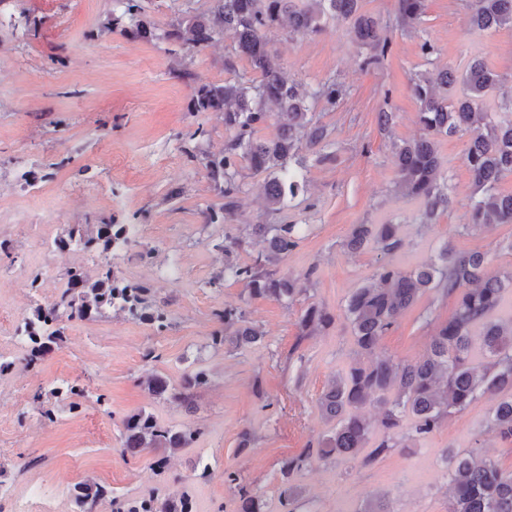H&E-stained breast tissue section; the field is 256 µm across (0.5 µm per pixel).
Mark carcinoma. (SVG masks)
<instances>
[{
	"instance_id": "carcinoma-1",
	"label": "carcinoma",
	"mask_w": 512,
	"mask_h": 512,
	"mask_svg": "<svg viewBox=\"0 0 512 512\" xmlns=\"http://www.w3.org/2000/svg\"><path fill=\"white\" fill-rule=\"evenodd\" d=\"M121 14L112 16L107 30H117L132 38L152 35L150 23L139 18L138 0H114ZM207 13L191 6L182 9L163 37L181 46L202 51L219 37L231 33L234 48L224 62L230 77L221 83L194 88L191 111L214 113L229 132L224 150L209 151L203 144L207 131L199 127L198 141L190 157L206 171L219 188L224 204L202 211L204 224L224 225V237L216 248L224 252V272L205 285L219 288L230 278L243 284L249 295L291 302L303 292L301 280H310L314 270L303 276L281 274L278 265L301 243L296 224H231L238 196L244 192L242 163L267 174L261 197L267 212L276 214L305 191L298 171L308 160L327 163L335 160L325 126L314 119V106L322 101L336 105L345 94L343 85L327 79L306 89L288 81L272 57L267 30L279 27L290 36H308L323 30L329 18L350 22L354 40L368 49L363 64L371 65L389 52V39L377 20L362 12L361 0H214ZM426 0H398L397 18L402 30L412 31L421 22ZM469 30L488 33L512 28V0H467ZM128 18L130 25L121 21ZM247 60L258 79H245L236 71L234 59ZM502 77L488 68L483 59L471 58L462 73L444 68L421 72L411 78L416 98L419 138L394 146L396 185L402 194L422 201L420 224L433 223L448 209V182L441 170L437 144L440 138L466 130L470 133L464 163L471 174V220L464 231L474 232L493 224H512V193L503 194L498 185L512 175V97L498 94ZM274 121L277 135L269 141L256 138L257 129ZM262 246L249 261L239 255L252 245ZM59 249L70 246L103 255H113L138 246L136 225L100 224L96 235L84 234L73 226L68 237L55 242ZM392 254L402 247L397 224H355L344 243L351 253L367 246ZM487 255L478 251L457 253L443 248L435 262L404 271L391 264L379 266L370 281L353 289L345 305L358 356L369 362H353L348 371L335 376L317 400L321 415L333 423L316 452L304 451L281 461L279 468L278 512H295L300 490L291 478L312 455L321 459L346 456L364 447L378 429L383 437L375 452L407 448L436 433L448 417L466 409L481 396L509 395L490 408L487 425L504 442L512 443V323L491 320L502 303L506 289L512 288V272L490 275ZM67 284L58 300L38 305L23 319L22 340L27 365L34 368L62 339L60 322L83 321L106 310L126 313L161 331L168 325L165 306L152 297L144 282L118 277L112 265L100 267L91 279L81 267L66 273ZM437 290L457 299L455 313L440 323L427 351L417 360L396 361L377 352L380 340L428 290ZM221 327L210 336L221 347L231 342L239 347L253 344L263 336L260 327L249 322L244 310L226 308L216 313ZM335 322L326 309L310 305L301 313L298 326L303 336L327 330ZM489 358L484 367L471 365L474 341ZM210 373L202 368L172 381L151 373L145 385L153 396L190 410L198 389L209 383ZM40 415L49 420L56 406L42 390L32 395ZM370 406L375 416L361 412ZM412 416L411 426L399 435L403 414ZM204 434L202 429H180L162 424L144 410L120 420L119 448L123 456L136 459L148 448L156 452L151 466L161 475L171 455L189 448ZM450 486L448 512H512V471L502 469L490 458L445 453ZM224 482L237 488L233 512H271L268 502L242 484L240 475L224 470ZM77 512L106 498L112 512H197L189 495L170 496L154 488L137 499H122L112 488L95 481L75 484L71 491Z\"/></svg>"
}]
</instances>
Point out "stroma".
<instances>
[{
  "mask_svg": "<svg viewBox=\"0 0 512 512\" xmlns=\"http://www.w3.org/2000/svg\"><path fill=\"white\" fill-rule=\"evenodd\" d=\"M141 17L154 24L152 37L132 39L107 32L112 0H17L16 13L32 19L15 26L0 16V314L22 319L35 304L58 298L66 272L82 267L96 276L98 265L86 251L56 249L53 242L73 224L94 230L99 224H135L143 247L154 260L135 252L115 255L118 276L151 285L170 313V324L155 332L124 314L65 323V337L36 368H28L22 347L0 348V512L13 497L45 481L109 484L128 498L155 487L191 495L200 512L221 503L233 508L234 491L224 483L225 469L241 472L247 484L276 505L283 459L317 444L332 429L317 409L327 382L344 373L356 357L351 328L343 316L350 291L372 277L378 265L413 270L436 261L443 246L458 252L487 253L489 273L512 270V224L463 232L470 221L471 177L463 155L469 143L461 132L441 139L438 153L453 202L434 224L419 230L420 201L395 189L394 145L420 135L418 107L410 77L429 67L463 69L480 56L504 75V95H512V29L476 36L468 28L464 0H426L423 23L408 34L394 27L397 0H364L365 12L387 27V56L363 65L365 48L353 41L349 24L331 20L324 33L291 38L271 30L269 38L285 77L309 87L327 78L346 93L336 106L316 105L315 118L330 132L335 161L309 164L306 191L278 214L265 213L258 200L264 174L243 170L246 191L233 219L246 226L261 223L303 225L306 238L279 265L281 273L311 272L303 293L291 303L249 296L243 284L223 287L206 282L222 273L224 255L215 241L223 225H203L201 212L224 199L204 168L187 153L197 127H205L204 145L218 152L227 134L223 121L193 113L195 86L221 82L224 58L234 45L224 35L206 50L192 53L163 39L182 0H139ZM437 52L420 53L422 40ZM188 66L192 82L175 77ZM394 112L389 130H380L379 109ZM63 220L47 225L50 214ZM395 223L402 248L390 256L374 249L347 252L351 225ZM40 290H32V277ZM335 315L332 327L300 337L297 325L309 305ZM245 309L264 332L246 348H215L217 311ZM455 297L426 293L380 342L381 353L396 360L420 357L438 323L448 321ZM156 361L144 362L146 351ZM207 369L212 381L200 389L187 410L151 395L142 382L149 372L172 379ZM78 382L84 388L77 412L61 408L54 420L41 419L31 401L16 402L23 384L30 389ZM489 397H482L418 447L376 455L368 442L353 456L312 459L295 473L300 512H356L367 499L386 496L393 512H448L444 450H473L512 471V443L487 426ZM141 410L161 422L203 428V436L176 453L164 475L150 469L152 452L127 460L114 453L118 422ZM249 430V447L239 435ZM34 458L28 473L13 467L17 455ZM205 459L214 473L202 482L194 465Z\"/></svg>",
  "mask_w": 512,
  "mask_h": 512,
  "instance_id": "1",
  "label": "stroma"
}]
</instances>
